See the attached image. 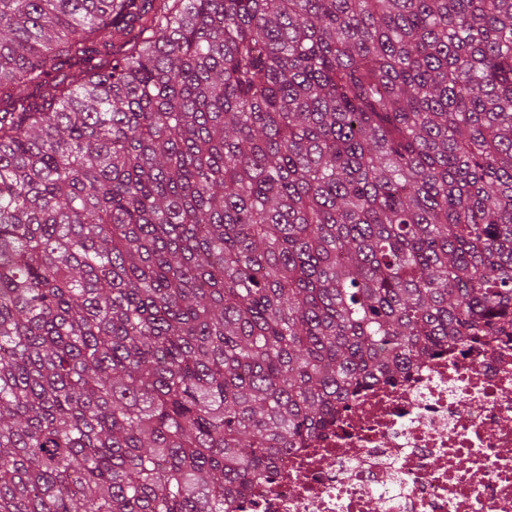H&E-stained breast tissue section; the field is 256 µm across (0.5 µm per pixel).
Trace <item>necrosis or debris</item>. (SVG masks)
Segmentation results:
<instances>
[{
	"label": "necrosis or debris",
	"mask_w": 512,
	"mask_h": 512,
	"mask_svg": "<svg viewBox=\"0 0 512 512\" xmlns=\"http://www.w3.org/2000/svg\"><path fill=\"white\" fill-rule=\"evenodd\" d=\"M275 467L244 512H512V342L414 363Z\"/></svg>",
	"instance_id": "necrosis-or-debris-1"
}]
</instances>
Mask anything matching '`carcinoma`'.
I'll list each match as a JSON object with an SVG mask.
<instances>
[{
	"label": "carcinoma",
	"mask_w": 512,
	"mask_h": 512,
	"mask_svg": "<svg viewBox=\"0 0 512 512\" xmlns=\"http://www.w3.org/2000/svg\"><path fill=\"white\" fill-rule=\"evenodd\" d=\"M509 327L512 0H0V512H237Z\"/></svg>",
	"instance_id": "cac0c4a2"
}]
</instances>
